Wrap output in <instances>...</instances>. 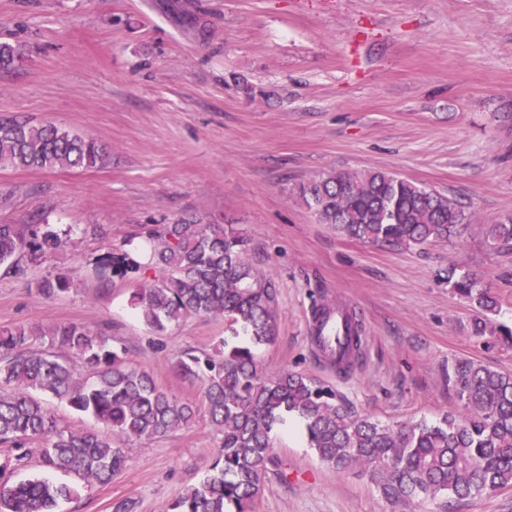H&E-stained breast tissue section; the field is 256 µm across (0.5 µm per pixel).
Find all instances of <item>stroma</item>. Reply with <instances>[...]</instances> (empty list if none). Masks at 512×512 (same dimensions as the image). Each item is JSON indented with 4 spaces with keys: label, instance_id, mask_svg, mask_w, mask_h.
Returning a JSON list of instances; mask_svg holds the SVG:
<instances>
[{
    "label": "stroma",
    "instance_id": "obj_1",
    "mask_svg": "<svg viewBox=\"0 0 512 512\" xmlns=\"http://www.w3.org/2000/svg\"><path fill=\"white\" fill-rule=\"evenodd\" d=\"M0 115L51 123L100 143L91 170L0 167V224H47L64 249L19 279L0 267V326L79 323L124 338L126 358L182 401L201 381L178 374L188 350L230 338L223 318L164 331L130 305L133 283L105 284L89 264L108 247L146 245L181 218L232 225L275 282L277 335L255 351L267 374L295 371L385 424L436 421L462 406L448 383L458 359L512 373V345L475 336V309L450 277H481L512 326V249L487 241L512 217V0H0ZM394 172L463 203L459 243L392 250L319 223L295 188L324 172ZM97 226L89 234L88 226ZM67 276L40 295L35 280ZM348 305L365 350L337 374L310 335L318 300ZM220 435L198 417L131 443L111 482L79 487L58 512H170L204 477ZM252 512H398L358 471L327 467L299 420L281 426ZM413 512H512V488L472 500L415 502Z\"/></svg>",
    "mask_w": 512,
    "mask_h": 512
}]
</instances>
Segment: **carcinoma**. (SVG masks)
Returning a JSON list of instances; mask_svg holds the SVG:
<instances>
[{"instance_id":"carcinoma-1","label":"carcinoma","mask_w":512,"mask_h":512,"mask_svg":"<svg viewBox=\"0 0 512 512\" xmlns=\"http://www.w3.org/2000/svg\"><path fill=\"white\" fill-rule=\"evenodd\" d=\"M21 56L0 42V70ZM95 140L52 125L0 115V166L16 169H82L103 164ZM321 224L357 241L411 248L451 243L470 216L455 199L391 172L320 174L297 188ZM149 262L127 250L109 249L93 259V274L137 283L131 305L142 321L162 331L193 316L222 317L246 345L223 342L217 354L192 355L176 371L203 382L204 407L221 434V450L207 474L171 505V512H249L261 495L266 474L279 465L273 454L277 429L287 419L302 421L307 442L334 470L357 468L385 499L408 506L422 497L446 494L474 499L512 487V374L459 359L448 380L463 406L441 420L388 426L349 409L336 392L293 371L269 376L252 348L274 341L278 292L271 279L247 259V239L230 225L179 219L148 234ZM495 247L512 245V219L491 224ZM66 244L55 231L38 233L30 224H0V266L17 278L28 261ZM159 270L151 282L147 274ZM54 296L68 290L64 277L35 282ZM454 291L478 310L471 332L501 335L490 316L498 303L476 277L454 280ZM49 337V348L32 337ZM123 340L79 323L48 330L0 326V445L19 461L39 448L43 462L88 485L105 484L127 467L125 444L146 441L192 422L199 408L170 396L152 373L124 360ZM86 368L76 372L72 359ZM61 399L92 416L100 429L66 431L39 395ZM0 466V512H56L76 490L47 478L14 482Z\"/></svg>"}]
</instances>
